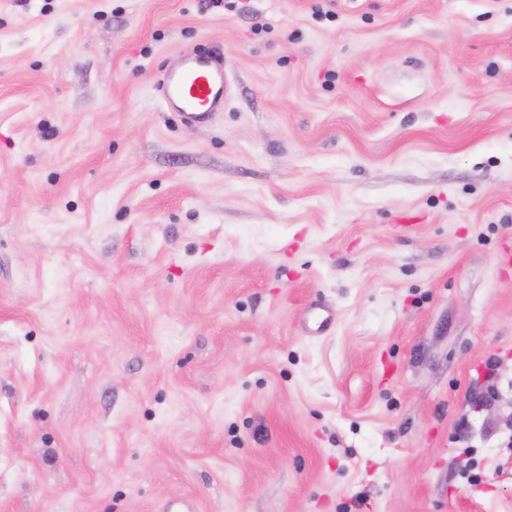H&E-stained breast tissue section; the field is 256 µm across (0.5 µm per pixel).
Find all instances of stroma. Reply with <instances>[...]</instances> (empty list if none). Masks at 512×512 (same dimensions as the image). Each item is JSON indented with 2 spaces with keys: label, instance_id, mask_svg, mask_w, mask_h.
Listing matches in <instances>:
<instances>
[{
  "label": "stroma",
  "instance_id": "stroma-1",
  "mask_svg": "<svg viewBox=\"0 0 512 512\" xmlns=\"http://www.w3.org/2000/svg\"><path fill=\"white\" fill-rule=\"evenodd\" d=\"M507 246L512 0H0V512H512ZM159 90L167 110L178 112L188 124L205 123L224 110L228 99L222 60L210 53L186 56L163 74Z\"/></svg>",
  "mask_w": 512,
  "mask_h": 512
}]
</instances>
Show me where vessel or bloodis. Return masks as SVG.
Wrapping results in <instances>:
<instances>
[{"label":"vessel or blood","instance_id":"vessel-or-blood-1","mask_svg":"<svg viewBox=\"0 0 512 512\" xmlns=\"http://www.w3.org/2000/svg\"><path fill=\"white\" fill-rule=\"evenodd\" d=\"M159 90L167 110L189 124L208 121L213 113L223 111L228 98L223 63L208 53L186 56L177 68L167 70Z\"/></svg>","mask_w":512,"mask_h":512}]
</instances>
